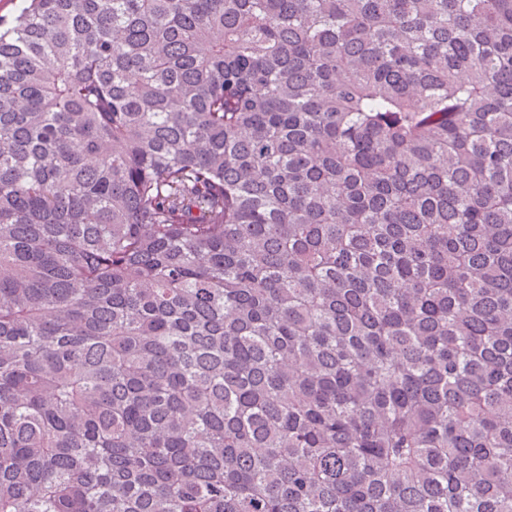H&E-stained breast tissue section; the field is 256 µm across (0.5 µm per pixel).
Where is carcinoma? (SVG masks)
I'll return each instance as SVG.
<instances>
[{
	"label": "carcinoma",
	"instance_id": "carcinoma-1",
	"mask_svg": "<svg viewBox=\"0 0 512 512\" xmlns=\"http://www.w3.org/2000/svg\"><path fill=\"white\" fill-rule=\"evenodd\" d=\"M0 17V512H512V0Z\"/></svg>",
	"mask_w": 512,
	"mask_h": 512
}]
</instances>
